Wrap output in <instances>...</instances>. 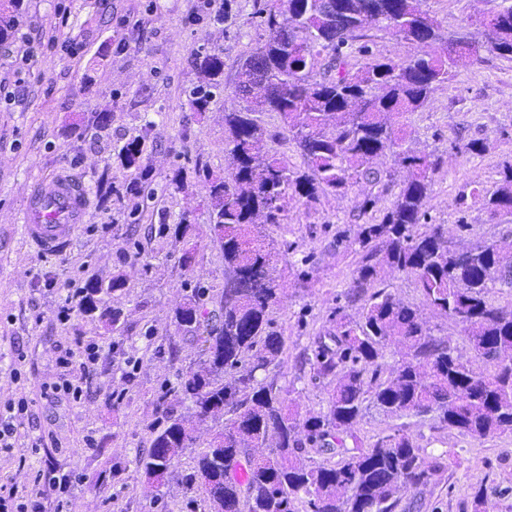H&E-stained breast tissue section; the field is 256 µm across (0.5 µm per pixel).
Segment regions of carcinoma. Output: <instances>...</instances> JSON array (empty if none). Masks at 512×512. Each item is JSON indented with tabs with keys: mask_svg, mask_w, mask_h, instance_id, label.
Here are the masks:
<instances>
[{
	"mask_svg": "<svg viewBox=\"0 0 512 512\" xmlns=\"http://www.w3.org/2000/svg\"><path fill=\"white\" fill-rule=\"evenodd\" d=\"M419 2L274 0L257 11L265 39L239 62L234 95L242 105L224 111L229 177L195 169L209 182V235L224 252L221 306L208 312L207 288L199 284L171 317L183 336L206 333L207 357L181 387L193 399L197 420L233 414L182 476L185 485L202 490V512H295L297 501L307 512H395L400 489L437 481L447 463L443 455L426 458L402 428L367 448L359 445L354 427L369 406L390 417L429 416L472 438L512 433V360L501 359L512 353V302L490 298L497 288L512 290V246L491 239L465 253L448 247L444 225L428 223L440 156L403 147L397 127L459 67L482 61L481 51L512 62V0H486L492 32L486 43L472 39L468 22L444 29ZM372 27L406 41V59L374 56L363 42ZM429 36L449 50L429 53L423 45ZM195 65L190 106L205 112L223 89L224 61L199 52ZM266 113L279 116L302 166L266 149L267 140L280 137L265 124ZM147 142L139 134L115 150L118 165L137 172L109 190L117 201H131L132 224L140 223L155 195L142 182ZM386 157L408 176L380 220L359 225L360 261L347 292L360 303L358 316L336 315L334 329L317 337L313 378L333 388L327 410L301 414L286 390L256 377L284 348L268 315L285 288L271 275L277 252L262 228L282 223L288 200L309 207L344 193L352 181L375 190L363 209L375 207L392 181V168L381 162ZM479 196L493 216L512 208V162ZM387 268L411 277L433 311L460 327L473 362L454 356L416 308L376 288ZM125 284L122 274L87 280L79 288L81 313L121 331L123 311L107 306L104 297ZM390 348L399 355L391 364L385 361ZM195 441L194 426L167 411L150 449L136 459L154 501L183 449ZM311 450L338 460L316 462Z\"/></svg>",
	"mask_w": 512,
	"mask_h": 512,
	"instance_id": "carcinoma-1",
	"label": "carcinoma"
}]
</instances>
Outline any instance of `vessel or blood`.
Returning a JSON list of instances; mask_svg holds the SVG:
<instances>
[{
	"mask_svg": "<svg viewBox=\"0 0 512 512\" xmlns=\"http://www.w3.org/2000/svg\"><path fill=\"white\" fill-rule=\"evenodd\" d=\"M87 201L84 187L66 174L35 180L19 217L25 240L44 253L60 252L83 224Z\"/></svg>",
	"mask_w": 512,
	"mask_h": 512,
	"instance_id": "vessel-or-blood-1",
	"label": "vessel or blood"
}]
</instances>
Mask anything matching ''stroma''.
<instances>
[{
	"mask_svg": "<svg viewBox=\"0 0 512 512\" xmlns=\"http://www.w3.org/2000/svg\"><path fill=\"white\" fill-rule=\"evenodd\" d=\"M266 2L234 0L227 19L223 0L205 12L199 0H25L22 39L0 44V404L34 401L12 451L0 453V486L30 485L50 467L72 475L67 491L49 496L47 512H158L134 458L148 451L165 416L160 390L177 392L182 377L205 358L203 336L178 334L172 311L187 283L203 282L211 310L224 288V254L208 237L209 184L194 170L201 165L213 176L228 175L224 112L239 105L238 63L264 39L257 10ZM421 8L451 30L472 18L476 32L486 5L421 0ZM200 50L220 52L224 60V90L204 113L189 104ZM106 110L111 122L97 125L95 113ZM403 131L407 148L442 159L428 212L431 223L447 226L454 247L506 236L512 219L490 217L470 193L492 184L500 165L512 159V63L484 53L482 62L438 86L422 109L406 114ZM144 132L155 198L144 220L131 225L107 189L132 178L113 164L114 147ZM471 141L484 143L485 151L461 152ZM180 166L186 172L181 188L170 182ZM53 172L88 187L89 209L72 246L43 256L25 245L17 218L32 179ZM368 192L357 182L310 208L291 200L282 224L267 230L279 249L271 273L288 299L269 312L272 329L286 341L284 352L261 376L288 389L304 413L327 408L329 385L314 380L311 370L316 336L331 328L336 308L350 316L358 310L343 294L356 269L357 227L380 216L361 212ZM185 215L191 220L185 237L155 233L156 225L179 223ZM189 246L197 249L191 270L179 264ZM306 263L313 274L304 279L299 271ZM116 272L126 276L113 297L125 314L122 334L82 315L58 321L62 301L87 279ZM382 286L470 359L459 328L427 305L410 278L389 271ZM89 344L99 359L81 381V400L41 398L42 384L60 373L61 349ZM225 420L219 414L200 423L176 477L160 489L167 512H188L195 493L181 476ZM403 424L426 455L449 458L443 480L402 491L396 512H512V434L472 438L428 418ZM88 438L93 448L85 447Z\"/></svg>",
	"mask_w": 512,
	"mask_h": 512,
	"instance_id": "35a3bbf8",
	"label": "stroma"
}]
</instances>
